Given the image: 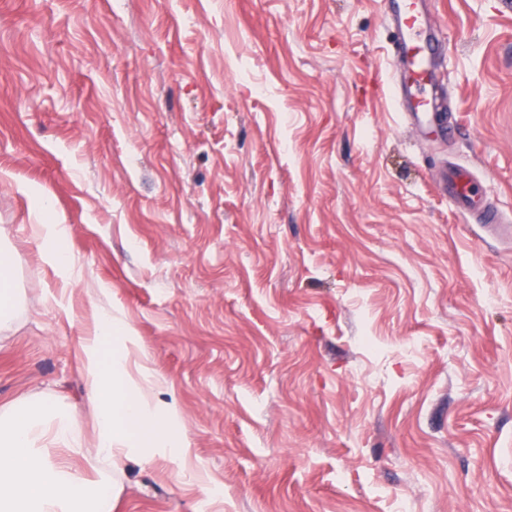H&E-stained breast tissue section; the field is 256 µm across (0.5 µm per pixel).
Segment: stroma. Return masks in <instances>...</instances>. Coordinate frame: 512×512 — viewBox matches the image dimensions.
Instances as JSON below:
<instances>
[{
  "label": "stroma",
  "mask_w": 512,
  "mask_h": 512,
  "mask_svg": "<svg viewBox=\"0 0 512 512\" xmlns=\"http://www.w3.org/2000/svg\"><path fill=\"white\" fill-rule=\"evenodd\" d=\"M429 21L450 138L407 126L383 0H0V414L72 415L91 476L103 311L190 446L121 459L112 512H512V238L439 189L512 221V11ZM444 188L458 210L487 222L489 227L512 234L511 225L497 224L501 223L497 213L485 209L483 185L478 186L473 182L469 172L455 169L449 171ZM48 222L39 224L43 231V240L57 264L64 269L72 268V260L65 250L67 227L61 224L50 212L47 213ZM11 268V256L10 253L3 249H0V316L1 322L7 317L8 310L14 302V289L11 288V280L8 278V274Z\"/></svg>",
  "instance_id": "35a3bbf8"
}]
</instances>
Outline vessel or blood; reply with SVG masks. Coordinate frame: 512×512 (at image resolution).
Here are the masks:
<instances>
[{"label":"vessel or blood","instance_id":"b4317fda","mask_svg":"<svg viewBox=\"0 0 512 512\" xmlns=\"http://www.w3.org/2000/svg\"><path fill=\"white\" fill-rule=\"evenodd\" d=\"M386 6L396 30L391 42L392 55L403 65L398 96L411 125L428 135H454V127L444 125L436 113L435 67L442 49L441 40L427 25L419 0H386ZM445 190L461 212L487 222L489 227L498 226L503 232L512 234L511 225L500 224L497 213L486 210L483 189L473 182L469 172L449 171Z\"/></svg>","mask_w":512,"mask_h":512}]
</instances>
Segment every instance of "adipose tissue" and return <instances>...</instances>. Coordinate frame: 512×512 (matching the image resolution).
<instances>
[{
  "instance_id": "adipose-tissue-1",
  "label": "adipose tissue",
  "mask_w": 512,
  "mask_h": 512,
  "mask_svg": "<svg viewBox=\"0 0 512 512\" xmlns=\"http://www.w3.org/2000/svg\"><path fill=\"white\" fill-rule=\"evenodd\" d=\"M128 326L101 315L98 340H113L109 362L90 355L87 378L97 410L101 469L135 448L169 450L174 465L185 461L189 445L175 431L176 414L159 411L132 382L128 370ZM80 455L81 443L70 419L45 423L40 400L0 414V512H103L111 492L108 479L88 484L78 470L52 461L48 451Z\"/></svg>"
}]
</instances>
